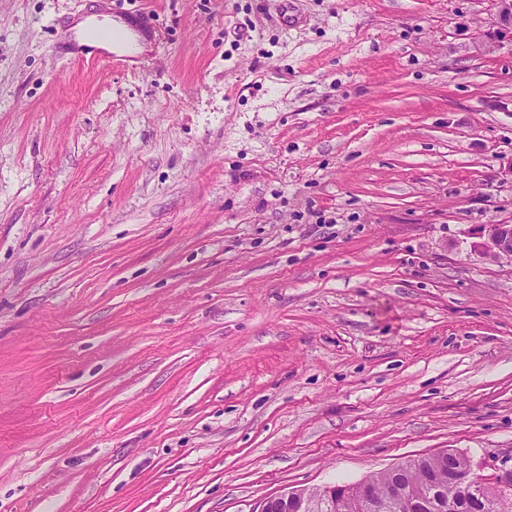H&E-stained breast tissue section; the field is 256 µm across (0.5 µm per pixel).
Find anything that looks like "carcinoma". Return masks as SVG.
<instances>
[{
	"label": "carcinoma",
	"mask_w": 512,
	"mask_h": 512,
	"mask_svg": "<svg viewBox=\"0 0 512 512\" xmlns=\"http://www.w3.org/2000/svg\"><path fill=\"white\" fill-rule=\"evenodd\" d=\"M407 468L399 471L383 470L367 476L375 488V505L363 502L359 489L351 483L336 485L335 512H398L389 503L392 486L402 485L407 496L419 503L416 512H448L450 500L458 501L460 512H467L468 503L458 490L448 484V460L435 456H419L406 461ZM472 491L482 512H512V493L504 494L486 486L479 479L472 482Z\"/></svg>",
	"instance_id": "1"
}]
</instances>
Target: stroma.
<instances>
[{"mask_svg": "<svg viewBox=\"0 0 512 512\" xmlns=\"http://www.w3.org/2000/svg\"><path fill=\"white\" fill-rule=\"evenodd\" d=\"M511 161L496 0H0V512L512 467ZM129 40L130 35L122 29L115 27L94 28L81 33L78 40H74L72 49L77 55L84 58L89 56L93 58L117 59L124 55L114 50L112 53L105 55L106 49L103 45H110L114 48L115 44L127 43ZM472 242L474 250L493 259L503 257L512 260V224H482Z\"/></svg>", "mask_w": 512, "mask_h": 512, "instance_id": "35a3bbf8", "label": "stroma"}]
</instances>
